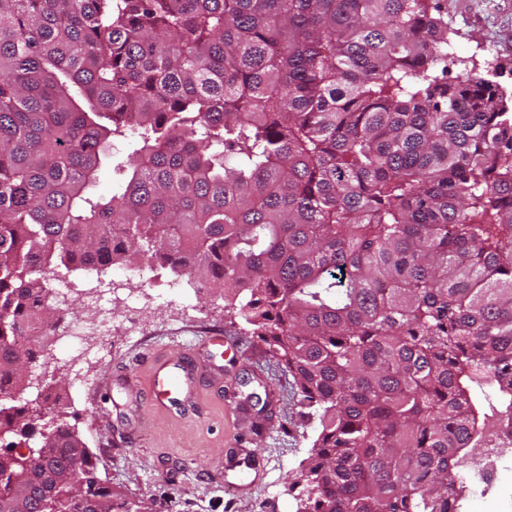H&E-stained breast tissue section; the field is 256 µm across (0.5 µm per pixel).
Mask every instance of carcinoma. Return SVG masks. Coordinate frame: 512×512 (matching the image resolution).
I'll use <instances>...</instances> for the list:
<instances>
[{"label": "carcinoma", "mask_w": 512, "mask_h": 512, "mask_svg": "<svg viewBox=\"0 0 512 512\" xmlns=\"http://www.w3.org/2000/svg\"><path fill=\"white\" fill-rule=\"evenodd\" d=\"M449 48L441 0H0L1 503L157 512L20 399L46 270L140 262L293 378L297 512L459 509L512 429V94Z\"/></svg>", "instance_id": "obj_1"}]
</instances>
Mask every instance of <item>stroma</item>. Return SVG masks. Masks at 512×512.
Segmentation results:
<instances>
[{
  "instance_id": "stroma-1",
  "label": "stroma",
  "mask_w": 512,
  "mask_h": 512,
  "mask_svg": "<svg viewBox=\"0 0 512 512\" xmlns=\"http://www.w3.org/2000/svg\"><path fill=\"white\" fill-rule=\"evenodd\" d=\"M456 57L452 75L498 73L512 89V0H443ZM140 287L136 269L112 267L100 281L129 277L139 310L104 301L123 325L107 339L108 356L74 371L66 344L44 350L32 375L35 399L51 389L64 420L96 460V474L130 500H153L162 512H295L286 477L307 457L316 422L305 415L291 377L224 297L197 284L163 296L175 275L154 268ZM212 336L229 337L224 346ZM189 352L201 376L191 402L167 410L148 399L153 366Z\"/></svg>"
}]
</instances>
